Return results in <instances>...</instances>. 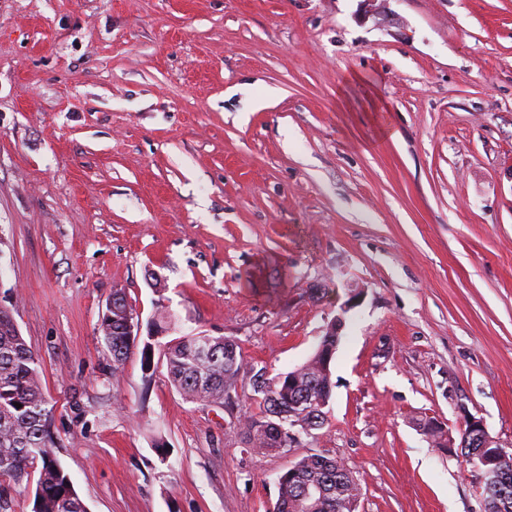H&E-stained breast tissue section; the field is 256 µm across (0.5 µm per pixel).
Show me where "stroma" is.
I'll return each instance as SVG.
<instances>
[{"label":"stroma","instance_id":"1","mask_svg":"<svg viewBox=\"0 0 512 512\" xmlns=\"http://www.w3.org/2000/svg\"><path fill=\"white\" fill-rule=\"evenodd\" d=\"M116 288L272 377L339 321L323 427L257 453L248 376L217 406L158 349L113 372ZM0 305L89 512H272L312 453L359 512H484L458 443L512 442V0H0ZM415 425L429 440L430 438L433 439V435H435L439 447L437 449L439 451L440 448H442L444 452H448V448H451V444H448L447 441L448 434L446 425L436 417L430 416L427 418V421H418Z\"/></svg>","mask_w":512,"mask_h":512}]
</instances>
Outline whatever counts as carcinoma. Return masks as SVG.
Segmentation results:
<instances>
[{
  "mask_svg": "<svg viewBox=\"0 0 512 512\" xmlns=\"http://www.w3.org/2000/svg\"><path fill=\"white\" fill-rule=\"evenodd\" d=\"M133 309L120 289L112 290L110 316L98 324L100 339L112 356V370L122 369L137 348L139 336L127 326ZM174 321L167 307L157 314V325ZM155 325V326H157ZM155 326H148V341L142 356L151 368ZM164 357L169 382L190 402L224 403V383L239 379L244 357L238 343L226 336L199 333L165 344ZM38 355L21 335L10 311L0 308V512H13L15 496L35 484L32 512H87V507L62 464L51 456L50 431L53 409L44 392ZM298 383L289 396L282 394L288 374L273 378L259 370L252 375V389L259 412L245 415L243 443L265 453L273 449L268 426L280 406L295 404L296 410L317 428L325 412L312 400L331 397L332 382L318 375L316 361L308 359L295 368ZM21 407H16V404ZM461 447L478 468L482 449L461 432ZM292 472L278 478V499L273 512H352L360 493L357 478L342 462L320 454L303 456L289 463ZM485 512H512V463L502 464L496 479L481 486Z\"/></svg>",
  "mask_w": 512,
  "mask_h": 512,
  "instance_id": "cac0c4a2",
  "label": "carcinoma"
}]
</instances>
